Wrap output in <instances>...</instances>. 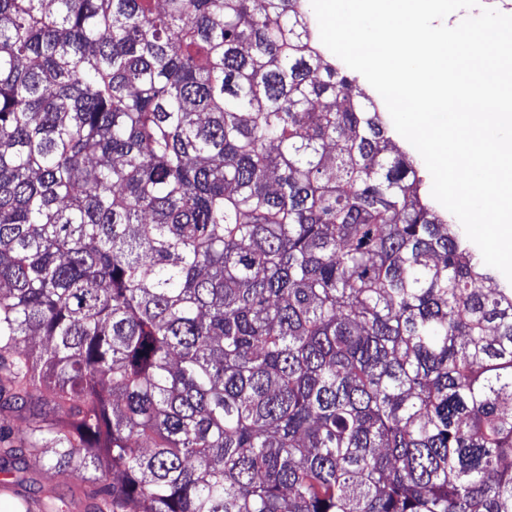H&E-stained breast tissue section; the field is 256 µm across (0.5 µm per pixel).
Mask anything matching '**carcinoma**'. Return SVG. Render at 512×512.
Masks as SVG:
<instances>
[{
    "label": "carcinoma",
    "mask_w": 512,
    "mask_h": 512,
    "mask_svg": "<svg viewBox=\"0 0 512 512\" xmlns=\"http://www.w3.org/2000/svg\"><path fill=\"white\" fill-rule=\"evenodd\" d=\"M352 82L296 0H0L18 507L512 512V288ZM29 478V482L25 483L23 487H20L19 490L22 493H25V491H28L29 485L31 484V488H33V484L35 486H38V484H45V485H53L56 487L58 493L60 495L65 496L66 498L69 496L68 486L70 485V480L62 475H54L47 472H35V473H29L27 475ZM25 486H27V489H25Z\"/></svg>",
    "instance_id": "cac0c4a2"
}]
</instances>
